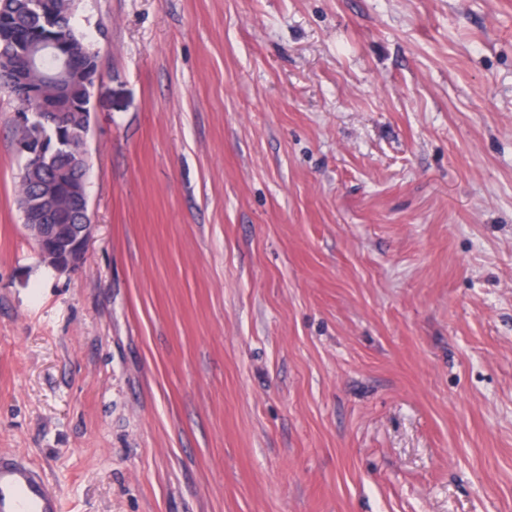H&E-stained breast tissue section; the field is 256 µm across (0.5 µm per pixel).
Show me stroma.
<instances>
[{"mask_svg":"<svg viewBox=\"0 0 512 512\" xmlns=\"http://www.w3.org/2000/svg\"><path fill=\"white\" fill-rule=\"evenodd\" d=\"M94 225H23L0 452L63 512H512V0H76ZM24 226L35 241L42 259L57 270H75L83 262L93 224H72L71 217H53L36 204L23 210Z\"/></svg>","mask_w":512,"mask_h":512,"instance_id":"obj_1","label":"stroma"}]
</instances>
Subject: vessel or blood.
<instances>
[{"mask_svg":"<svg viewBox=\"0 0 512 512\" xmlns=\"http://www.w3.org/2000/svg\"><path fill=\"white\" fill-rule=\"evenodd\" d=\"M0 512H62V504L36 465L0 455Z\"/></svg>","mask_w":512,"mask_h":512,"instance_id":"obj_1","label":"vessel or blood"}]
</instances>
